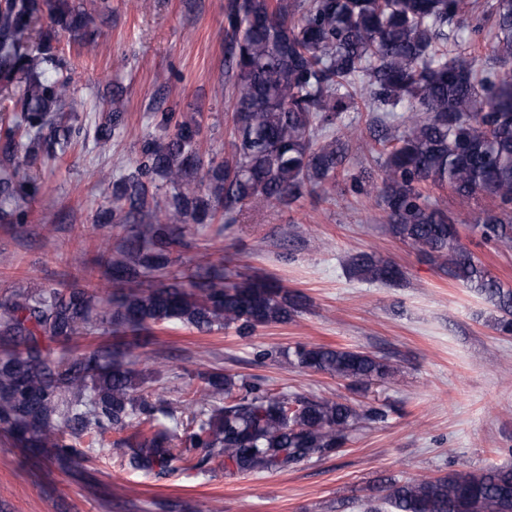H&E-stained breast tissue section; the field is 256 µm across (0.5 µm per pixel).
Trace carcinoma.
Returning <instances> with one entry per match:
<instances>
[{
  "mask_svg": "<svg viewBox=\"0 0 512 512\" xmlns=\"http://www.w3.org/2000/svg\"><path fill=\"white\" fill-rule=\"evenodd\" d=\"M477 0H224V85L231 90V151L202 167L201 126L156 112L162 137L142 140L133 172L112 182L94 223L122 239L110 260L112 288L91 274L62 288H14L0 300V431L18 448L67 471L102 449L109 434L129 449L127 465L167 475L288 471L332 457L363 422L387 411L348 401L273 394L256 379L220 371L179 388L188 414L141 392L149 373L125 358L119 341L82 353L78 335L133 334L181 322L200 332L233 328L246 337L286 324L308 304L273 277L219 272L204 251L189 274L172 275L173 250L193 224H235L248 202L290 208L326 192L345 174L374 189L387 230L449 279L480 294L496 311L493 329L512 335V287L486 269L463 242L465 221L430 199L448 186L461 209L488 199L470 225L486 243L512 248V0H490L489 30L471 24ZM94 19L75 0H0V223L22 224L43 190L42 167L72 146L82 112L64 76L57 32L98 47ZM487 33L498 66L481 68L464 46ZM376 113L380 171L350 172L348 112ZM125 129L111 109L95 123L106 146ZM350 275L384 285L405 273L393 260L359 251ZM61 346L52 355L51 345ZM290 364L363 387L396 374L375 355L297 345ZM393 512H512V467L374 486Z\"/></svg>",
  "mask_w": 512,
  "mask_h": 512,
  "instance_id": "1",
  "label": "carcinoma"
}]
</instances>
